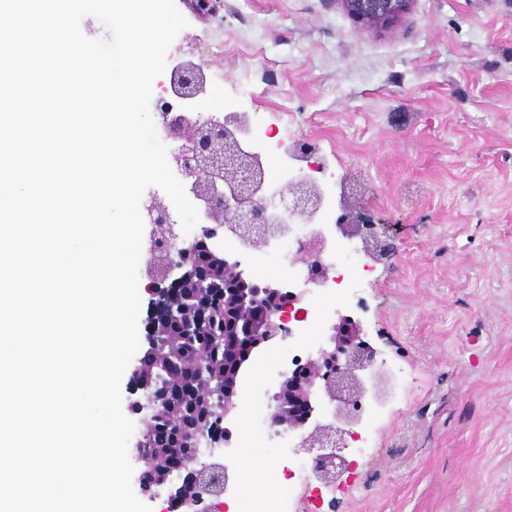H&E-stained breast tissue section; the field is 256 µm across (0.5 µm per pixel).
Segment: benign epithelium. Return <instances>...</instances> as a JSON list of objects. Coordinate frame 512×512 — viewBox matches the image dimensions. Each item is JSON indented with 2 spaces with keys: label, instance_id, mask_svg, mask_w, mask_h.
Here are the masks:
<instances>
[{
  "label": "benign epithelium",
  "instance_id": "1",
  "mask_svg": "<svg viewBox=\"0 0 512 512\" xmlns=\"http://www.w3.org/2000/svg\"><path fill=\"white\" fill-rule=\"evenodd\" d=\"M344 11L362 26L388 28L410 9L413 0H337ZM204 73L191 62H179L170 72L171 96L182 103L173 110L166 97H157L152 112L167 138L179 142L172 153L177 170L186 182L187 194L201 209L202 225L190 237L176 232V212L164 199L152 195L142 203L150 224V248L144 292L150 308L158 315L147 328L149 336H171L173 330L191 329L224 336V385L212 386L202 379L210 362L205 348L195 352L187 372L195 388L183 389L182 372L169 376L158 389L140 387L142 395L130 401L129 411L143 415L170 412L163 432L156 437L150 462L143 466L139 494L148 500L158 489L170 484L174 471L182 482L170 490V498L188 512L204 501L215 499L213 512H224L216 503L227 492L228 467L221 463L186 461L183 437L209 439L207 422L220 417L229 422L237 415L235 381L240 356L265 342L286 335L285 324L303 316L301 304L306 289L286 281H259L241 269V260L219 249L215 239L227 231L244 250L282 236L291 224H313L325 205L324 191L317 179L299 174L291 179V196L267 195L269 150L249 147L250 121L245 112H228L221 117L204 118L190 111L189 103L205 92ZM283 153L308 163L316 173L325 164L311 161L313 148L307 143L283 148ZM335 232L352 239L358 237L367 255L393 249L389 228L379 225L369 208L340 199V214ZM326 237L318 231L302 245L301 261L306 266L305 284L321 285L330 277V267L322 253ZM378 351L368 340L360 319L340 311L329 327L317 355L288 372L274 383L267 408L269 426L299 434L298 447L313 454L315 479L327 487L349 469L342 455L346 437L358 434L363 424L359 411L347 410L355 399L373 391L377 404L391 392V379L376 369ZM336 406V422H311L319 398Z\"/></svg>",
  "mask_w": 512,
  "mask_h": 512
}]
</instances>
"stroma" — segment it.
Masks as SVG:
<instances>
[{"label": "stroma", "instance_id": "obj_1", "mask_svg": "<svg viewBox=\"0 0 512 512\" xmlns=\"http://www.w3.org/2000/svg\"><path fill=\"white\" fill-rule=\"evenodd\" d=\"M166 53L206 76L195 108L308 142L394 249L338 302L395 377L306 512H512V0H414L388 31L337 0H209Z\"/></svg>", "mask_w": 512, "mask_h": 512}]
</instances>
